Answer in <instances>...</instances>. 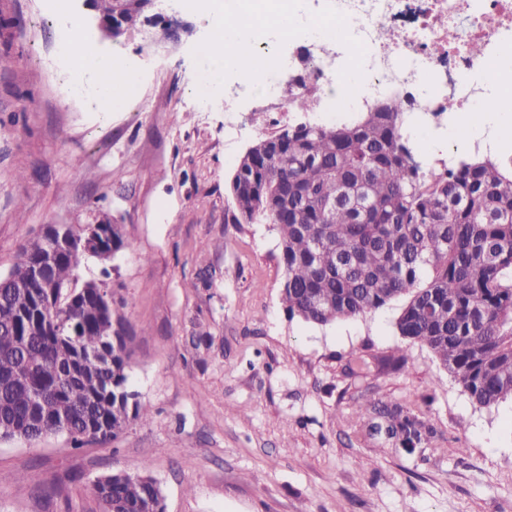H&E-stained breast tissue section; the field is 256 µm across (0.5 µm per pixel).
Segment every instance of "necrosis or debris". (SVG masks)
Masks as SVG:
<instances>
[{
	"mask_svg": "<svg viewBox=\"0 0 512 512\" xmlns=\"http://www.w3.org/2000/svg\"><path fill=\"white\" fill-rule=\"evenodd\" d=\"M236 2L259 19L253 53L269 65L258 74L229 67L224 82L256 89L269 106L285 105L283 75L294 59L282 47L300 42L309 66L296 89L318 112H362L375 98L396 95L421 118L461 116L478 124L493 86L501 90L495 111L512 112V0H351L350 18L335 12L339 0ZM276 11L294 19L288 33L264 23ZM389 29L395 40L385 39ZM475 45L482 56L472 54Z\"/></svg>",
	"mask_w": 512,
	"mask_h": 512,
	"instance_id": "1",
	"label": "necrosis or debris"
}]
</instances>
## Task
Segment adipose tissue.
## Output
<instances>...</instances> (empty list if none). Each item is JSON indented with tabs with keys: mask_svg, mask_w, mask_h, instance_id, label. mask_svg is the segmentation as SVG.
<instances>
[{
	"mask_svg": "<svg viewBox=\"0 0 512 512\" xmlns=\"http://www.w3.org/2000/svg\"><path fill=\"white\" fill-rule=\"evenodd\" d=\"M209 33L200 52L208 63L207 81L213 93L224 87V66L228 63L257 68L259 61L249 51L254 39V22L244 15L224 17L223 0H210L206 10ZM69 63L80 75L94 74L98 78V100L104 107H112L128 96L137 83V74L130 68H116L111 59L95 54L79 37L69 40Z\"/></svg>",
	"mask_w": 512,
	"mask_h": 512,
	"instance_id": "ef3b65f1",
	"label": "adipose tissue"
}]
</instances>
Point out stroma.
Instances as JSON below:
<instances>
[{"mask_svg":"<svg viewBox=\"0 0 512 512\" xmlns=\"http://www.w3.org/2000/svg\"><path fill=\"white\" fill-rule=\"evenodd\" d=\"M0 11L23 20L0 36V273L45 225L101 213L132 225L128 246L81 257L78 273L126 300L131 384L151 410L79 448L64 433L0 441V512H103L92 483L145 469L166 512H512V403L473 404L400 336L405 298L323 327L289 317L276 232L236 221L240 159L315 113L269 112L243 92L198 98L197 10L183 15L197 34L165 45L107 42L83 18L84 43L138 73L137 97L109 109L73 96L68 64H42L57 31L41 0ZM410 141L426 169L456 156L442 128ZM366 400L416 415L427 443L410 453L367 435L354 414ZM32 469L40 484L19 483Z\"/></svg>","mask_w":512,"mask_h":512,"instance_id":"obj_1","label":"stroma"}]
</instances>
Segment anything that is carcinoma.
I'll list each match as a JSON object with an SVG mask.
<instances>
[{
    "instance_id": "obj_1",
    "label": "carcinoma",
    "mask_w": 512,
    "mask_h": 512,
    "mask_svg": "<svg viewBox=\"0 0 512 512\" xmlns=\"http://www.w3.org/2000/svg\"><path fill=\"white\" fill-rule=\"evenodd\" d=\"M149 0H91L102 17L139 27ZM396 98L377 111L325 126L288 127L257 142L229 191L245 223L261 218L279 236L291 317L321 326L374 312L405 296L400 336L427 347L473 403L512 401V159L470 156L423 170L402 132ZM112 252L132 232L104 214ZM49 270L55 285L77 280L81 231ZM39 239L24 244L0 277V433L35 442L64 432L74 446L114 440L150 409L130 384L126 319L106 287L85 281L65 298L17 281L39 263ZM356 416L371 437L418 448L429 429L398 404L365 401ZM92 491L104 512H158L164 496L144 469L111 474Z\"/></svg>"
}]
</instances>
